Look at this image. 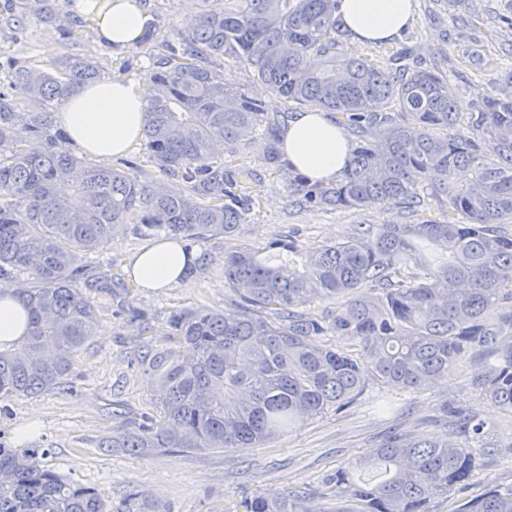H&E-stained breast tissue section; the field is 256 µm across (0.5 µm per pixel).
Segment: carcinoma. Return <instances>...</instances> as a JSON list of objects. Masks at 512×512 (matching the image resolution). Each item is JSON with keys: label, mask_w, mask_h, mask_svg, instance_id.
I'll return each mask as SVG.
<instances>
[{"label": "carcinoma", "mask_w": 512, "mask_h": 512, "mask_svg": "<svg viewBox=\"0 0 512 512\" xmlns=\"http://www.w3.org/2000/svg\"><path fill=\"white\" fill-rule=\"evenodd\" d=\"M192 2L178 44L152 58L143 130L151 161L186 184L184 192L129 173L131 161L104 166L68 147L54 108L101 78L98 61L67 57L51 71L0 62V280H9L27 314L24 348L0 350V399L66 384L97 320L83 289L112 287L108 275L89 278L83 259L116 226L190 242L239 234L254 207L253 172L226 174L214 159L261 135L263 164L280 171L283 160L261 103L224 78L231 57L287 101L341 115L357 136L336 187L293 179L299 204H384L414 213L426 192L446 214L377 228L355 224L304 257L294 240L273 244L274 262L244 244L224 252V287L237 297L238 313L205 308L170 316L173 345L148 343L140 356L167 424L158 433L152 416L136 415L100 447L129 456L254 448L342 411L370 386L428 389L480 350L494 363L473 385L512 412V231H505L512 224V80L464 106L446 74L348 57L336 0H238L234 11L224 0ZM61 11L60 0H0V15L70 36L76 21L60 22ZM25 102L34 108L19 128L14 115ZM32 139L41 150L27 149ZM486 141L498 147L493 161L483 154ZM461 168L472 172L464 185L455 181ZM419 241L440 247L448 262L429 266ZM326 300L336 301L328 316L305 312ZM441 411L448 434L471 444L405 435L383 442L374 457L328 478L342 503L336 512H429L432 500L465 486L491 447L489 429L451 403ZM46 454L0 443V512H112L97 490L43 464ZM359 468H381L384 478L363 483ZM299 500L255 494L243 508L308 512ZM119 512L159 510L136 493ZM460 512H512V491L492 488Z\"/></svg>", "instance_id": "obj_1"}]
</instances>
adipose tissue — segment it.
I'll return each mask as SVG.
<instances>
[{"label": "adipose tissue", "mask_w": 512, "mask_h": 512, "mask_svg": "<svg viewBox=\"0 0 512 512\" xmlns=\"http://www.w3.org/2000/svg\"><path fill=\"white\" fill-rule=\"evenodd\" d=\"M414 0H336L340 29L357 45L389 42L410 26ZM97 34L115 49L136 45L152 24L143 0H97L84 9ZM146 78L112 79L69 96L60 116L74 143L101 157L120 156L141 140L145 120ZM283 141L294 171L313 181L338 179L349 161V143L341 127L319 112H299L289 120ZM189 259L172 240L156 242L130 260L133 281L142 288H171L184 283ZM25 334V311L9 284L0 285V345L15 347Z\"/></svg>", "instance_id": "1"}]
</instances>
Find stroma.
I'll return each instance as SVG.
<instances>
[{
  "instance_id": "1",
  "label": "stroma",
  "mask_w": 512,
  "mask_h": 512,
  "mask_svg": "<svg viewBox=\"0 0 512 512\" xmlns=\"http://www.w3.org/2000/svg\"><path fill=\"white\" fill-rule=\"evenodd\" d=\"M145 2L153 18L154 36L150 42L121 51L104 44L89 26L65 39L38 21H29L18 30L0 17V59L12 57L48 70L67 56L92 57L102 64L109 79L152 74L149 57L177 41L188 10L185 0ZM511 6L512 0H475L466 20L458 23L448 14V0H417L413 22L395 41L349 46L345 52L384 66L392 54L412 51L415 67L450 75L463 102L477 101L491 93L493 82H506L512 75V27L499 19ZM224 75L260 98L279 126H286L299 110L298 104L269 92L233 59H225ZM265 147V139L259 137L222 159L225 170H253L255 206L238 237L195 243L196 251L209 252L214 258L204 273L157 292L138 288L128 280L126 269L152 239L130 224L119 226L111 242L91 254L95 273L122 279L124 286L113 294L93 293L98 310L96 332L75 359L68 389L6 400L7 411L0 415V442L17 446L26 440L44 445L49 450L45 465L96 489L114 512H121L135 492L149 495L161 512H231L252 494L276 500L291 491L304 495L308 512H335L336 499L325 484L328 475L338 466L369 457L393 433L430 440L447 437L448 421L440 407L448 399L461 401L470 413L487 421L493 447L469 483L435 499L431 512H458L464 501L489 488L511 489L512 414L472 385L490 362L482 352L467 355L432 388L392 390L395 412L377 411L375 401L381 390L374 386L343 411L305 421L260 448L132 457L99 447L100 437L119 429L129 416L148 413L155 423H162L155 388L139 367V354L147 343L169 345L171 314L201 308L236 312L235 299L224 287L225 251L245 243L264 252L273 242L293 239L308 252L341 239L355 224L404 223L400 210L379 204L358 210L296 205L282 173L263 165ZM34 419L39 422L38 430L22 438V429Z\"/></svg>"
}]
</instances>
